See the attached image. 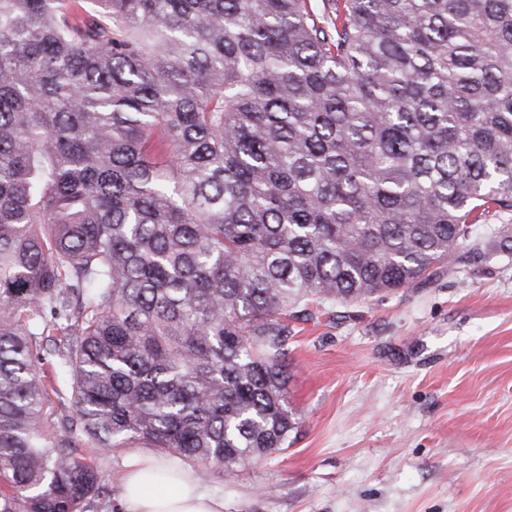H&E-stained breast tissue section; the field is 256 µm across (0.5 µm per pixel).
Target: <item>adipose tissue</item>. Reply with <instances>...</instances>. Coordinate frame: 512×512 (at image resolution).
Segmentation results:
<instances>
[{
  "label": "adipose tissue",
  "instance_id": "adipose-tissue-1",
  "mask_svg": "<svg viewBox=\"0 0 512 512\" xmlns=\"http://www.w3.org/2000/svg\"><path fill=\"white\" fill-rule=\"evenodd\" d=\"M120 506L123 512H224L223 500L208 494L190 468L147 454L130 460Z\"/></svg>",
  "mask_w": 512,
  "mask_h": 512
}]
</instances>
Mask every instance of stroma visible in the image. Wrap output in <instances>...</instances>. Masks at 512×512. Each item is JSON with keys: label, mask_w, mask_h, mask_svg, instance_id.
<instances>
[{"label": "stroma", "mask_w": 512, "mask_h": 512, "mask_svg": "<svg viewBox=\"0 0 512 512\" xmlns=\"http://www.w3.org/2000/svg\"><path fill=\"white\" fill-rule=\"evenodd\" d=\"M287 450L203 485L224 512H512V256L290 322ZM120 512L129 448H79Z\"/></svg>", "instance_id": "stroma-1"}]
</instances>
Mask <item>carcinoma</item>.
<instances>
[{"label":"carcinoma","instance_id":"carcinoma-1","mask_svg":"<svg viewBox=\"0 0 512 512\" xmlns=\"http://www.w3.org/2000/svg\"><path fill=\"white\" fill-rule=\"evenodd\" d=\"M327 2L0 0V512H91L79 439L288 448V319L512 212V0Z\"/></svg>","mask_w":512,"mask_h":512}]
</instances>
